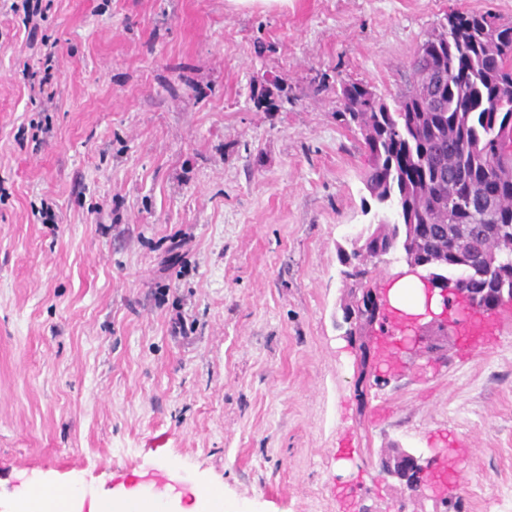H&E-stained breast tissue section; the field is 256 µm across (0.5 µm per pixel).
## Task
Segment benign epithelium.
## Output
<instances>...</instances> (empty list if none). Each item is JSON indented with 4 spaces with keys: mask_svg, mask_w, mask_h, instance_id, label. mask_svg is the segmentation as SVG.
Here are the masks:
<instances>
[{
    "mask_svg": "<svg viewBox=\"0 0 512 512\" xmlns=\"http://www.w3.org/2000/svg\"><path fill=\"white\" fill-rule=\"evenodd\" d=\"M405 265L406 270L399 276H415L425 285V312L421 314H407L394 307L389 295L365 285L361 277L350 289L347 305L350 328L346 336L355 347L357 356H366L365 380L391 359L389 350L392 343L387 341V337L377 334V327L397 320L401 330L406 332L402 346L425 353L439 349L448 341V328L457 324L453 315L484 311L481 294L466 287L458 278L435 280L424 274L420 262L412 259L405 260ZM447 461L448 454L440 451L426 462L416 449L401 448L381 466V473L391 478L397 468L412 471L418 477L412 489H427L436 496H443L448 494V483L437 479V475L443 471Z\"/></svg>",
    "mask_w": 512,
    "mask_h": 512,
    "instance_id": "obj_1",
    "label": "benign epithelium"
}]
</instances>
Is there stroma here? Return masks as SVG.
<instances>
[{"label":"stroma","mask_w":512,"mask_h":512,"mask_svg":"<svg viewBox=\"0 0 512 512\" xmlns=\"http://www.w3.org/2000/svg\"><path fill=\"white\" fill-rule=\"evenodd\" d=\"M454 11L512 0L0 6V512L25 479L114 489L173 463L224 512H512V304L398 349L358 403L339 251L392 217L340 86L394 99ZM59 41L54 110L22 64ZM448 451L449 501L380 473Z\"/></svg>","instance_id":"1"}]
</instances>
